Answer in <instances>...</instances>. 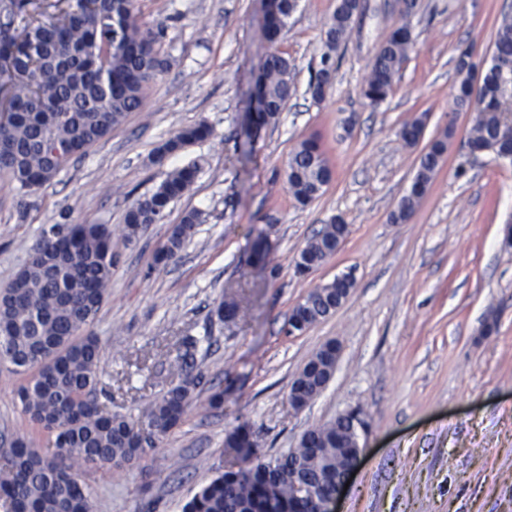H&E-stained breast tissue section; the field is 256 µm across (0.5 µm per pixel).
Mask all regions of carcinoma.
Here are the masks:
<instances>
[{"mask_svg":"<svg viewBox=\"0 0 512 512\" xmlns=\"http://www.w3.org/2000/svg\"><path fill=\"white\" fill-rule=\"evenodd\" d=\"M402 23L380 46L360 95L372 105L384 101L395 76L413 49L407 19L415 0H403ZM298 0H270L266 37L274 42L296 10ZM361 0H338L325 24L320 68L311 76L307 93L325 98L332 84L336 54L347 41L361 13ZM0 93L9 97L13 115L0 127V170L16 189L26 193L50 181L63 165L55 153L71 146H90L109 135L127 114L139 110L154 78L169 66L160 32L143 27L134 0H0ZM474 51L467 47L456 60V106L463 109L478 97L477 112L467 142L484 153L500 155L512 133L508 103L512 100V12L496 21L492 64L474 88ZM296 91L293 67L274 51L266 57L259 80L257 125L278 118ZM423 120L402 126L400 139L419 140ZM210 127L199 123L165 140L157 151L177 154L207 138ZM447 151L437 139L419 158L411 189L391 214L406 221L426 192ZM199 175L197 164L173 169L149 195L138 199L123 217L124 238L133 242L149 225L164 217L169 203L189 192ZM288 190L301 204L318 198L332 179V169L315 139L290 153ZM201 223V212H187L171 226L156 251L155 265H167ZM334 217L299 251L316 266L336 253L338 224ZM115 253L109 224H51L27 249L23 266L0 290V363L20 376L17 395L31 424V434L15 440L0 456V505L6 512H93L91 486L78 479L86 471L125 472L138 467L162 439L184 420L201 384L193 373L199 340H181L175 360L179 382L155 399L140 417L112 413V395L105 389L99 347L89 331L109 294ZM336 282L318 286L300 302L294 320L309 323L329 317ZM240 301L225 295L216 314L234 321ZM315 442L268 460H251L257 448L247 424L224 441L234 456L229 466L196 493L183 512H288V504L305 507L296 498L294 473L310 476L314 487L323 477L345 468L355 441L342 419L316 427ZM275 506H270V502Z\"/></svg>","mask_w":512,"mask_h":512,"instance_id":"carcinoma-1","label":"carcinoma"}]
</instances>
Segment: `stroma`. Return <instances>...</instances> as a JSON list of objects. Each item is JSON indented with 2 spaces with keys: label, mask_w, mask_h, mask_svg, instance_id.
Instances as JSON below:
<instances>
[{
  "label": "stroma",
  "mask_w": 512,
  "mask_h": 512,
  "mask_svg": "<svg viewBox=\"0 0 512 512\" xmlns=\"http://www.w3.org/2000/svg\"><path fill=\"white\" fill-rule=\"evenodd\" d=\"M336 56L322 102L307 94L324 24L336 0H299L278 43L266 38L265 0H136L138 20L164 24L170 67L139 111L73 157L30 194L0 174V288L48 224H108L116 265L92 325L112 375V410L141 415L177 382L160 362L197 336L195 370L224 388L222 409L191 407L139 468L89 472L94 512H182L224 465V440L249 423L261 453L296 447L309 428L351 407L368 431L338 512H512V166L494 155L467 161L474 115L457 111L455 57L473 45L490 65L495 23L512 0H416L414 47L379 105L359 96L376 52L401 23L398 0H362ZM280 51L296 93L276 123L249 131L256 79ZM422 118L416 144L398 136ZM211 126L209 139L157 163L181 128ZM452 131L447 154L411 217L389 220L427 146ZM315 137L333 170L323 195L300 205L288 190L291 151ZM201 168L193 189L132 244L123 215L174 168ZM196 209L202 222L179 256L154 266L171 225ZM348 234L308 275L295 258L332 217ZM268 250L259 260L257 248ZM352 273L355 286L331 317L299 334L293 307L312 289ZM234 292L242 310L224 324L213 307ZM341 344L327 388L302 410L288 402L293 378L326 341ZM18 378L0 366V454L27 433Z\"/></svg>",
  "instance_id": "obj_1"
}]
</instances>
